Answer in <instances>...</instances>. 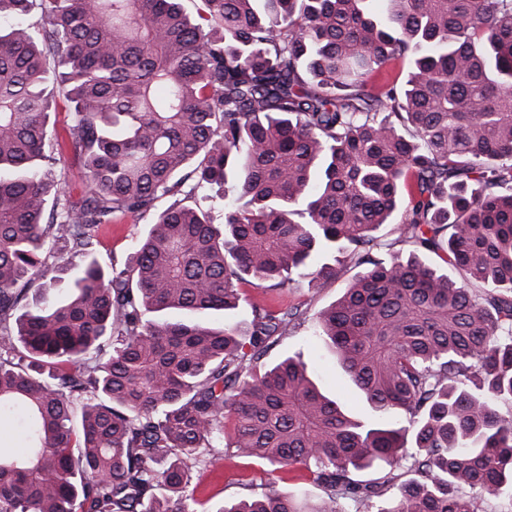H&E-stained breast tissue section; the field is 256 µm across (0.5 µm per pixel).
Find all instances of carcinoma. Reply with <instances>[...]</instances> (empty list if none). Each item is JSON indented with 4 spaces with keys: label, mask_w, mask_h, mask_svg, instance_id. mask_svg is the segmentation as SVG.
Here are the masks:
<instances>
[{
    "label": "carcinoma",
    "mask_w": 512,
    "mask_h": 512,
    "mask_svg": "<svg viewBox=\"0 0 512 512\" xmlns=\"http://www.w3.org/2000/svg\"><path fill=\"white\" fill-rule=\"evenodd\" d=\"M35 1L38 20L0 33V420L26 439L0 448V512H186L193 468L231 458L297 466L325 496L216 512H478L463 488L512 490V0H202L205 25L182 0L0 15ZM58 89L78 199L45 151ZM189 181L224 192V223L178 199ZM147 213L103 268L104 225ZM352 267L315 312L207 323L244 285ZM63 273L69 293L29 298ZM305 325L392 425L347 413L298 357L260 369Z\"/></svg>",
    "instance_id": "carcinoma-1"
}]
</instances>
